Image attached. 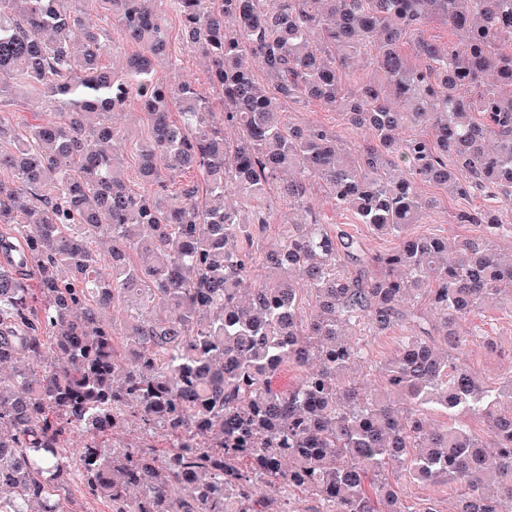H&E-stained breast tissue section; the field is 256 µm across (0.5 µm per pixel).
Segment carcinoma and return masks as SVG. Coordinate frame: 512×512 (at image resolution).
I'll return each mask as SVG.
<instances>
[{
	"label": "carcinoma",
	"mask_w": 512,
	"mask_h": 512,
	"mask_svg": "<svg viewBox=\"0 0 512 512\" xmlns=\"http://www.w3.org/2000/svg\"><path fill=\"white\" fill-rule=\"evenodd\" d=\"M163 4L204 82L158 74ZM92 5L120 39L85 21ZM127 44L121 70L103 67ZM20 84L53 111L21 136L0 111V494L15 512H68L72 478L110 512H291L281 488L322 512H409L393 472L454 483L456 512H512V375L484 387L459 328L488 299L512 309V254L494 248L512 239V0H0V103ZM290 102L370 139L352 154L335 129L292 123ZM132 106L148 125L138 192L107 150L108 115ZM425 182L487 197L456 215L472 234L408 233L437 208ZM315 183L397 247L336 240ZM274 189L297 220L266 251ZM395 327L372 393L348 371L360 337ZM435 406L485 419L488 440L431 426Z\"/></svg>",
	"instance_id": "cac0c4a2"
}]
</instances>
